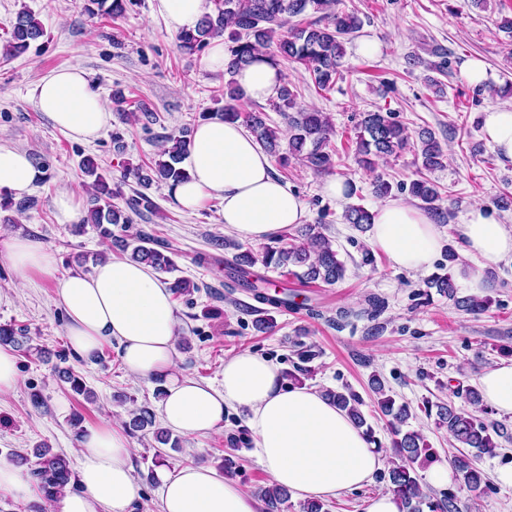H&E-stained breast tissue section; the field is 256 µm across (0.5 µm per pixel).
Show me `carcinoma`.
I'll list each match as a JSON object with an SVG mask.
<instances>
[{"mask_svg":"<svg viewBox=\"0 0 512 512\" xmlns=\"http://www.w3.org/2000/svg\"><path fill=\"white\" fill-rule=\"evenodd\" d=\"M131 0H85L84 10L91 15L118 18L125 14ZM336 0H214L215 10L205 15L197 29L176 36L177 48L184 54L192 55L206 48L211 40L224 36L230 30V57L226 64L227 73L233 75L243 66L264 57V61L278 66L280 60L296 62L307 69L315 86L327 90L336 82L339 74V60L343 56V43L348 36L359 31L361 20L354 13L332 10L322 17L306 24L287 27L289 18L304 14L307 10L321 12ZM44 36L41 22L27 8H22L15 17L9 37L0 46V54L6 58L26 52L31 44ZM224 109L217 116L227 121H238L245 125L257 142L270 154L280 155L283 162L297 159L317 173H328L334 167L330 150L334 134L329 117L315 110L296 107L295 95L286 86L282 87L278 106L288 126L286 151H281V137L278 129L267 125L264 113L247 111L241 104V95L235 80H230L224 89ZM356 155L364 166L371 165V157L397 155L409 144L407 127L393 117L391 112H365L356 127ZM190 130L181 129L166 136L167 147L154 166L125 165L114 184L99 173V165L90 158L81 161V170L93 178L92 192L88 198L84 222L95 226L99 236L112 240L113 224L132 223L131 214L156 209L152 200L143 192L126 202L123 210L112 203L121 196V185L128 179L147 189L156 180L175 185L189 179L188 172L181 167V160L187 150ZM421 168L431 172L444 166L447 155L440 142L428 130L421 133ZM410 194L421 202V208L430 216L439 218L444 214L440 205L442 194L431 180L420 177L410 182ZM347 223L363 231L372 224L373 215L361 206L350 207L345 215ZM148 240L137 238L135 243L120 241L123 250H131L130 259L150 265L160 273L175 270L172 257L154 247L147 246ZM224 248L235 250L232 260L227 262V277L241 288L249 290L254 299L274 309L292 308L295 300L289 298L283 288L269 292L270 282L255 271L257 265L282 270V275L292 276L301 283L321 282L334 285L345 277L346 267L338 258L332 241L323 233L319 224H302L292 234L283 233L274 241L255 253L243 248L235 241H224ZM427 286L448 296L457 309L472 315L487 312L492 300L479 295L459 296L451 274H434L427 280ZM26 336V330L12 323L0 324V345L17 344L18 337ZM62 381L70 384L72 391L91 399V392L82 379L69 369L59 371ZM371 385L378 395L376 404L380 412L388 417L391 435L390 448L394 458L387 473L382 475L399 501L400 512H461L457 490L448 489L441 498L430 500L423 494L416 474V464L431 457L422 434L406 430L404 426L411 418L406 404L396 405L395 399L387 395L382 380L372 376ZM456 397L463 400V406L453 403L427 401L424 410L436 414L438 425L448 430V435L462 452L453 459L452 466L465 487L474 497H479L487 486L483 470L478 466L484 455L492 456L498 443L495 438L509 437L506 426L485 416L481 408L480 391L473 386H459ZM325 397L345 411L352 422L363 429L364 435L376 448H383L371 425L360 409L362 401L350 388L341 391L328 390ZM437 411H432V408ZM155 419L150 408L143 406L129 413L125 427L135 433L154 427ZM37 468L32 471L38 486L50 501L60 495L72 482L74 475L69 461L61 454L54 453L42 445L33 450ZM264 503V512H280L281 505L288 499L286 489L276 485L264 487L257 492Z\"/></svg>","mask_w":512,"mask_h":512,"instance_id":"carcinoma-1","label":"carcinoma"}]
</instances>
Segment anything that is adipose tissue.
<instances>
[{"mask_svg":"<svg viewBox=\"0 0 512 512\" xmlns=\"http://www.w3.org/2000/svg\"><path fill=\"white\" fill-rule=\"evenodd\" d=\"M210 8L209 0L151 2L152 16L171 33L194 29ZM236 80L248 99L277 96L282 85L279 69L266 62L242 67ZM32 100L78 142L95 140L112 118L87 73L76 66L42 76ZM183 165L189 179L173 186V205L191 214L207 199L219 198L224 231L241 242L265 243L305 217L299 196L273 176L270 156L240 123L200 121ZM42 176L27 152L0 145V191L23 196ZM459 234L465 253L482 264L512 259V229L486 209H472ZM372 245L394 267L423 270L439 248L438 232L422 211L397 199L376 210ZM0 259L19 276L36 270L56 279L66 334L82 358L93 359L114 341L130 375L163 378L161 411L172 430L201 437L223 423L225 410L245 411L255 454L272 483L299 499L335 498L362 489L382 469V454L345 412L314 389L286 386L277 367L260 354L246 350L225 360L219 386L182 374L171 294L150 266L106 261L89 274L62 275L51 252L21 237L0 247ZM479 383L488 408L512 415V359L484 373ZM80 447V492L59 496L47 512H127L142 487L133 476L126 434L105 424L88 430ZM160 512H259V503L215 468L197 464L165 472Z\"/></svg>","mask_w":512,"mask_h":512,"instance_id":"1","label":"adipose tissue"}]
</instances>
